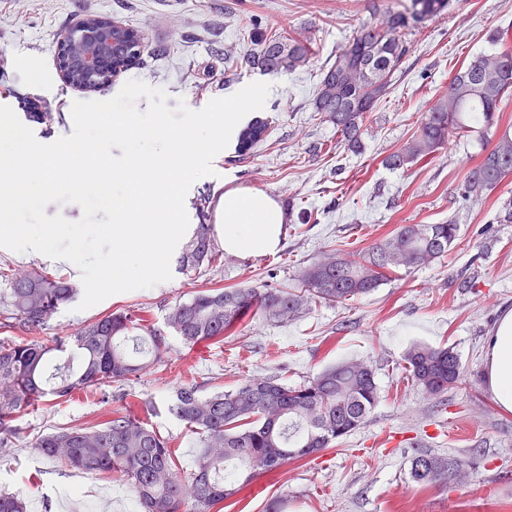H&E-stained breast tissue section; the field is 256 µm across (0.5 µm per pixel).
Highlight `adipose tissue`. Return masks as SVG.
<instances>
[{
	"mask_svg": "<svg viewBox=\"0 0 512 512\" xmlns=\"http://www.w3.org/2000/svg\"><path fill=\"white\" fill-rule=\"evenodd\" d=\"M285 221L281 205L259 190L225 193L218 234L226 252L255 256L275 251ZM486 379L497 406L512 412V309L504 312L486 345Z\"/></svg>",
	"mask_w": 512,
	"mask_h": 512,
	"instance_id": "adipose-tissue-1",
	"label": "adipose tissue"
}]
</instances>
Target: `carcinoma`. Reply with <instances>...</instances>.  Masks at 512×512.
<instances>
[{"label": "carcinoma", "mask_w": 512, "mask_h": 512, "mask_svg": "<svg viewBox=\"0 0 512 512\" xmlns=\"http://www.w3.org/2000/svg\"><path fill=\"white\" fill-rule=\"evenodd\" d=\"M451 0H407L397 7L370 0L371 20L336 51L323 69L314 111L336 127L338 143L350 151L361 146L371 112L383 98L395 74L411 54L415 34L448 10ZM112 57L118 65L142 51L143 37L131 28L114 32ZM312 39L274 33L252 53L253 64L269 73L306 66ZM72 86L105 94L112 79L101 76L87 83L71 71ZM512 92V54L475 57L452 76L448 93L421 122L419 130L385 158L392 169H405L443 149L449 138L476 134L483 139L498 131L493 149L470 171L464 193L495 188L512 173V125L501 126L497 115ZM269 135V126L255 121L238 136V151L249 152ZM459 225L402 224L361 260L352 262L328 254L305 266L294 289L213 287L172 305L165 328L139 325L128 312H113L82 327L53 345L39 332L61 306L76 298L78 284L69 276L12 267L3 274L0 292L5 328L26 336L0 338V454L12 447L14 422L29 407L53 397L57 404L76 393H106L107 388L168 361L169 330L184 345L224 341L258 312L286 324L310 310L314 302L344 304L365 295L400 268L417 267L445 255L457 240ZM219 256L212 225H195L183 242L179 269L210 264ZM140 328L141 336L128 332ZM71 351V359L48 370L56 353ZM404 368L412 382L431 395L459 384L464 371L457 353L448 347L414 344L405 353ZM379 399L375 370L365 361L330 366L307 383L288 386L273 377L251 378L236 390L203 396L192 383L174 392L169 411L197 435L189 482L178 475L168 440L130 412L112 411L91 427L53 430L38 436L34 448L74 469L112 472L130 485L141 512H182L186 501L194 512H210L232 498L256 472L321 452L334 440L361 428ZM460 472L474 469L466 458L450 459L421 452L411 462V480L419 485L448 482V464ZM0 512H27L26 501L0 493Z\"/></svg>", "instance_id": "carcinoma-1"}]
</instances>
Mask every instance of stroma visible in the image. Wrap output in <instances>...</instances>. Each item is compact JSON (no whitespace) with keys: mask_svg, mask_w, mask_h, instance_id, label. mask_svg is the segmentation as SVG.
<instances>
[{"mask_svg":"<svg viewBox=\"0 0 512 512\" xmlns=\"http://www.w3.org/2000/svg\"><path fill=\"white\" fill-rule=\"evenodd\" d=\"M367 0H0V89L8 106L41 99L61 113L52 125L32 124L49 144L71 134L73 101L86 95L60 79L56 42L79 19L107 16L144 33L141 59L119 74L111 95L137 79L163 89L170 101L193 110L254 81L271 86L259 117L273 132L247 156L227 146L214 159L216 176L187 194L190 223L200 193L220 203L227 190L250 188L276 199L285 211L281 244L272 253L231 254L196 270L173 271L169 281L116 294L95 306L59 309L41 330L46 343L71 336L115 312L144 313L163 326L171 305L209 287L243 284L293 288L304 266L324 254L360 259L402 224L456 220L460 233L445 256L401 269L374 291L345 305L317 303L309 314L281 325L255 316L223 342L186 348L169 336L167 364L114 385L108 399L77 395L46 401L13 422L10 455L0 457V492L24 497L28 512H140L129 485L109 473H86L41 456L37 436L57 428L91 426L106 411H131L168 437L182 478H189L196 436L168 406L175 388L195 383L201 394L235 390L245 379L275 376L291 386L344 360L375 369L379 401L366 425L320 454L256 475L212 512H265L280 499L285 512H512V412L486 389L485 339L512 309V175L495 189L463 198L470 169L492 140L460 138L434 158L404 170L384 164L418 129L462 64L480 54L512 52V0H453L449 11L413 35L414 50L371 114L358 154L337 147L335 127L313 110L319 75L362 23ZM287 28L313 39L309 67L266 74L244 55L254 40ZM508 38H498V31ZM39 72L31 82V72ZM451 347L464 368L460 384L431 396L403 369L413 344ZM467 455L475 468L461 483L412 482L415 451Z\"/></svg>","mask_w":512,"mask_h":512,"instance_id":"stroma-1","label":"stroma"}]
</instances>
